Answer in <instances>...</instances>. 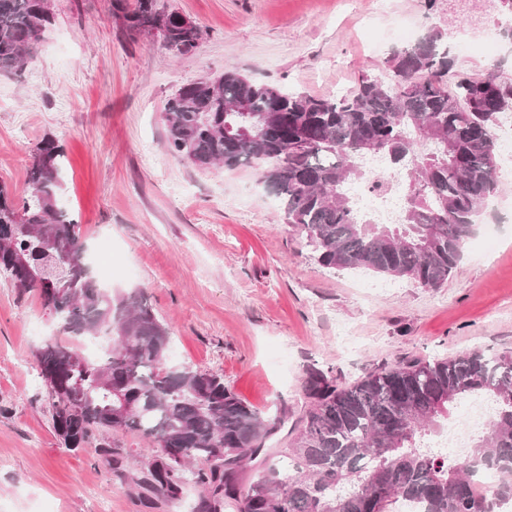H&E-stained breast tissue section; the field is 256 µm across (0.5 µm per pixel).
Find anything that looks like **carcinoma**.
Returning a JSON list of instances; mask_svg holds the SVG:
<instances>
[{"label": "carcinoma", "mask_w": 512, "mask_h": 512, "mask_svg": "<svg viewBox=\"0 0 512 512\" xmlns=\"http://www.w3.org/2000/svg\"><path fill=\"white\" fill-rule=\"evenodd\" d=\"M138 32L159 14L154 0H113ZM167 47L196 48L202 32L167 14ZM51 14L45 0H0V73L23 68ZM436 29L393 52L384 80L363 75L346 95L317 98L229 70L181 87L165 108L170 152L199 169L250 167L272 187L286 223L328 268L371 271L438 288L457 269L475 217L498 188L494 128L512 112V83L492 63L460 77ZM371 146L403 171L406 193L396 224L359 217L350 187L366 175ZM62 149L46 136L28 169L30 195L0 186V272L55 310L68 340L36 353L52 399V426L64 447L100 435L98 455L123 464L112 434L134 431L151 445L137 484L173 504L191 483L193 512H391L398 500L421 512H501L512 502V351L475 349L455 358L414 361L369 372L336 387L310 369L302 390L310 407L279 460L248 485L239 479L283 416L266 415L224 386V378L170 364V328L145 293L114 295L83 257L80 225L59 204ZM67 291L51 288L55 265ZM101 337L106 357L89 360L74 342ZM479 394L493 405L489 427L472 438L470 458L422 451L448 407ZM487 471L508 475L479 497Z\"/></svg>", "instance_id": "obj_1"}]
</instances>
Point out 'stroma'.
Returning a JSON list of instances; mask_svg holds the SVG:
<instances>
[{
	"label": "stroma",
	"instance_id": "1",
	"mask_svg": "<svg viewBox=\"0 0 512 512\" xmlns=\"http://www.w3.org/2000/svg\"><path fill=\"white\" fill-rule=\"evenodd\" d=\"M52 22L21 72L0 75V183L28 192L31 154L44 136L63 146L61 197L81 226L92 270L112 264L111 288L144 291L169 326L172 362L223 375L254 408H282L270 441L287 447L306 411V371L337 385L402 361L512 350V151H499V186L474 235L438 288L408 278L323 267L286 224L254 169H199L167 148L165 106L179 87L235 70L317 97L384 74L404 42L447 33L453 70L482 76L489 61L512 81V39L492 53L468 23L497 30L512 17L491 0H155L202 32L175 55L128 31L112 0H48ZM346 326L351 345L340 342ZM60 330L36 293L0 275V512H191L196 496L154 505L132 478L145 440L120 435L121 469L86 444L61 448L36 352Z\"/></svg>",
	"mask_w": 512,
	"mask_h": 512
}]
</instances>
